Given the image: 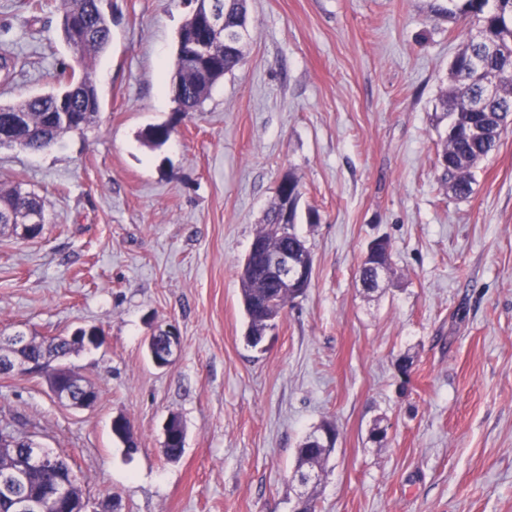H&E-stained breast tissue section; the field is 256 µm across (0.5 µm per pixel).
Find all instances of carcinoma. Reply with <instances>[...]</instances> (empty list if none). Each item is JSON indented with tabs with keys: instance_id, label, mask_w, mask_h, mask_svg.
<instances>
[{
	"instance_id": "carcinoma-1",
	"label": "carcinoma",
	"mask_w": 512,
	"mask_h": 512,
	"mask_svg": "<svg viewBox=\"0 0 512 512\" xmlns=\"http://www.w3.org/2000/svg\"><path fill=\"white\" fill-rule=\"evenodd\" d=\"M102 0H62L60 29L64 41L73 51L81 75L62 69L55 87L48 92L30 97L17 104L0 103V143L17 141L22 147L41 151L57 142L69 127L52 120L60 111L76 112L79 121L89 126L96 121L100 101L96 85L91 78L93 62L104 53L111 40L110 21L101 7ZM448 15L472 17L479 23L477 34L471 36L464 49L454 58L452 83L442 95L441 105L450 117L444 148L440 155L441 182L457 198H466L472 192L478 164L495 151L501 136L512 126V0H448ZM224 6V70L212 75L209 82L198 83L184 73L189 65V44L199 37L198 19L205 11L200 2L197 12L184 22L178 38L173 84L177 93L173 101L183 114L197 111L211 87L234 70L243 60V31L246 30L245 0H223ZM499 46L495 54L487 52V43ZM484 74L476 75V69ZM498 78L500 92L497 97L482 100L485 76ZM484 101L479 112L467 107L466 100ZM481 121L486 134L475 138L468 134L475 121ZM281 194L266 212L264 224L256 233L268 252H277L286 245L304 244L295 225L281 224ZM44 212L40 197L24 192L19 187L0 188V224H18L30 212ZM240 295L247 317V342L258 346L266 332L274 326L272 320L292 303L295 296L270 280L263 269L253 267L238 273ZM72 347L63 337L43 347V343L30 340L19 350L27 358L37 359L44 353H72ZM332 449L324 447L313 436H307L296 448L294 476L303 481L310 498L320 484L324 465ZM58 478L54 469L38 470L30 474L29 488L34 490L53 484Z\"/></svg>"
}]
</instances>
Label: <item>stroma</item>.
Wrapping results in <instances>:
<instances>
[{"label": "stroma", "mask_w": 512, "mask_h": 512, "mask_svg": "<svg viewBox=\"0 0 512 512\" xmlns=\"http://www.w3.org/2000/svg\"><path fill=\"white\" fill-rule=\"evenodd\" d=\"M0 0L23 65L0 102L50 90L73 54L60 0ZM242 66L177 118L184 0H104L96 122L50 149L0 147V184L45 202L39 237L0 231V334L105 341L67 360L98 392L59 403L0 374V427L66 456L91 512H291L300 441L337 430L316 512H512V130L467 198L440 181L439 99L474 19L448 0H246ZM175 134L149 144V126ZM302 185L306 293L248 344L237 271L280 180ZM391 243L378 290L367 244ZM175 327L173 363L150 336ZM408 357L401 378L397 361ZM133 424L135 454L112 434ZM185 429L179 460L164 424ZM387 440H371L374 424ZM163 336H158V335ZM161 337L163 342L160 346L155 347L151 345V341ZM179 336L172 328H166L159 331L155 336H151L148 341V353L152 363L158 367L163 368L171 364L175 350L179 344Z\"/></svg>", "instance_id": "1"}]
</instances>
